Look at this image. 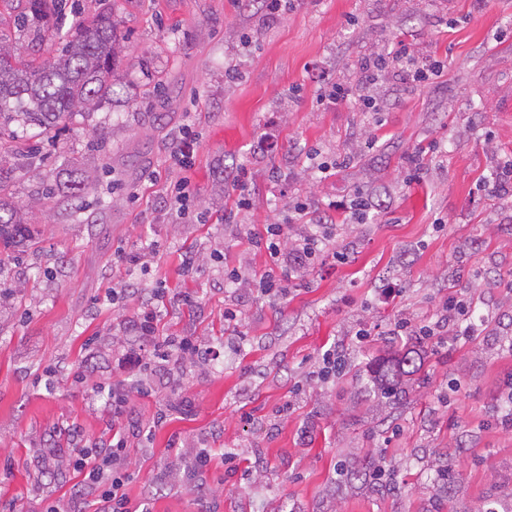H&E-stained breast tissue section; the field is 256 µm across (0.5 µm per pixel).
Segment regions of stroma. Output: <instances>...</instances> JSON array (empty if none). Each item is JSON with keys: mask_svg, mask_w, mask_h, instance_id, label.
Segmentation results:
<instances>
[{"mask_svg": "<svg viewBox=\"0 0 512 512\" xmlns=\"http://www.w3.org/2000/svg\"><path fill=\"white\" fill-rule=\"evenodd\" d=\"M121 19L118 85L97 110L56 133L8 125L7 193L28 219L0 268V512H43L77 495L67 462L108 443L112 420L94 395L111 386L113 340L136 303L114 309L115 285L164 283L158 325L218 349L178 383L133 396L130 419L151 442L128 439L126 493L148 512H512V429L502 428L512 374V202L480 188L512 156V0H288L270 19L256 0H66L77 19L106 7ZM405 40L444 61L420 85L393 76L374 115L350 101L325 108L312 71L353 80L360 61ZM241 76L224 78L228 65ZM199 138L193 167L170 159L184 125ZM436 142L417 182L409 156ZM346 157L321 178L307 154ZM96 183L79 198L55 192L68 167ZM243 167L253 206L241 222H276L279 206L329 202L362 190L375 206L363 224H336V257L287 293L225 284L224 270L263 269L240 224L224 221L237 193L225 173ZM188 178L204 211L187 224L163 205ZM160 244L147 266L115 262L143 240ZM197 259L185 274V255ZM387 285L401 295L381 304ZM193 293L186 307L181 293ZM470 296L477 336L465 346L415 344L423 369L398 407L373 393L398 320L436 312L448 293ZM239 304L236 321L224 310ZM370 327L358 342V328ZM349 369L314 376L326 350ZM288 415H279L285 403ZM198 448L211 462L194 485L180 477ZM253 466L225 474L224 456ZM372 454L384 480L347 483L342 465ZM456 479L442 491L437 471Z\"/></svg>", "mask_w": 512, "mask_h": 512, "instance_id": "stroma-1", "label": "stroma"}]
</instances>
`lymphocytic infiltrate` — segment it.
Listing matches in <instances>:
<instances>
[{
  "label": "lymphocytic infiltrate",
  "mask_w": 512,
  "mask_h": 512,
  "mask_svg": "<svg viewBox=\"0 0 512 512\" xmlns=\"http://www.w3.org/2000/svg\"><path fill=\"white\" fill-rule=\"evenodd\" d=\"M384 73L385 69L380 66L378 58L368 57L361 61L355 83L332 82L326 76H319L320 100L323 105L333 107L353 98L363 107L373 108L371 90ZM307 214V203L298 202L288 207L282 221L265 225L262 231H255L247 224L242 225L243 237L253 250L266 255L267 265L258 275L237 268L225 270V280L233 285H255L268 295L283 292L286 283L308 271L327 247L328 236L325 232L305 230L289 234L288 229L296 219ZM161 295V289L156 288L150 297L141 298L136 313L129 318L125 327L129 340L119 349L114 366L121 378L113 383L102 403L104 412L111 416L115 427L111 440L102 448L93 445L79 449L71 460L74 471L82 474L84 485L97 492V512H141L125 492L131 475L128 439L123 422L129 412L132 394H151L153 378L164 375L169 364L211 361L219 355L215 348H202L186 338L176 340L159 336ZM471 316L467 302L452 293L445 299L443 313L435 323L415 325L405 320L399 323L398 330L405 336L426 339L452 336L466 340L474 334Z\"/></svg>",
  "instance_id": "lymphocytic-infiltrate-1"
}]
</instances>
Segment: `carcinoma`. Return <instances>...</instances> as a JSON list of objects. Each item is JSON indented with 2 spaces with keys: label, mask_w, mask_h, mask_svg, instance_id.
I'll use <instances>...</instances> for the list:
<instances>
[{
  "label": "carcinoma",
  "mask_w": 512,
  "mask_h": 512,
  "mask_svg": "<svg viewBox=\"0 0 512 512\" xmlns=\"http://www.w3.org/2000/svg\"><path fill=\"white\" fill-rule=\"evenodd\" d=\"M62 0H26L15 15L18 31L39 45L52 34L59 40L56 54L46 63H12L10 53L0 45V116L19 114L29 125L47 133L74 112H93L112 95L116 85L118 22L114 13L97 15L90 23H75L63 30L62 8L51 13V5ZM92 185L87 172L72 171L56 190L75 196ZM23 213L0 196V246H8L23 236ZM418 367L404 357L382 368L376 383L381 398L390 405L401 404L405 391L399 382L414 375Z\"/></svg>",
  "instance_id": "carcinoma-1"
}]
</instances>
